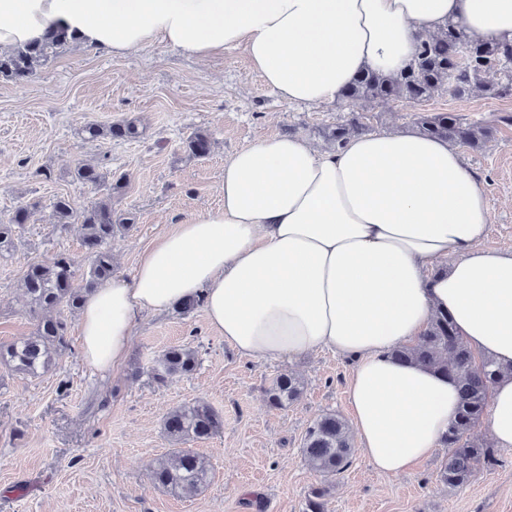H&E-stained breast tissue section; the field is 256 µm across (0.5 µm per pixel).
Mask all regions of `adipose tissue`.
<instances>
[{
    "mask_svg": "<svg viewBox=\"0 0 512 512\" xmlns=\"http://www.w3.org/2000/svg\"><path fill=\"white\" fill-rule=\"evenodd\" d=\"M449 21L512 39V0H0V49L55 29L115 56L158 41L200 61L239 48L282 100L319 106L362 70L396 74ZM222 193L153 243L132 278L86 298L89 366L123 364L142 312L203 295L210 327L242 357L347 358L361 451L391 476L436 451L458 403L452 381L394 348L440 309L475 352L512 366V251L484 247L488 202L447 142L394 131L324 150L264 138L225 160ZM488 429L512 448V376L492 388Z\"/></svg>",
    "mask_w": 512,
    "mask_h": 512,
    "instance_id": "ef3b65f1",
    "label": "adipose tissue"
}]
</instances>
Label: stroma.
<instances>
[{"label":"stroma","instance_id":"35a3bbf8","mask_svg":"<svg viewBox=\"0 0 512 512\" xmlns=\"http://www.w3.org/2000/svg\"><path fill=\"white\" fill-rule=\"evenodd\" d=\"M420 112H455L489 123L494 136L479 151L461 148L490 209L483 244L512 251V95L317 108L291 105L265 87L246 54L229 49L202 62L163 43L111 56L70 46L20 84L0 81V223L22 203H38L19 232L16 251L0 259V343L29 336L34 322L19 290L30 263L66 251L77 272L88 268L79 225L55 224L52 201L67 195L82 208L108 198L131 223L112 239L115 274L131 277L142 252L197 210L221 206L224 161L270 136L299 134L324 148L325 127L349 114L372 131H410ZM132 122V140H88L83 127ZM197 132L212 140L208 156L188 153ZM95 161L127 175L125 187L77 182L74 172ZM67 350L37 378L0 369V512H302L321 477L304 461L305 430L317 416L349 417L347 359L324 350L287 364L243 358L208 325L203 309L144 314L122 366L101 374L80 354V317L67 315ZM197 349L193 374L159 384L149 370L166 347ZM304 382L300 401L268 407L263 391L279 372ZM195 399L224 416V430L193 443L212 474L201 492L175 495L155 488L148 466L169 452L161 433L166 413ZM439 448L412 472H374L361 451L338 475L326 512H512V448L495 466L479 468L451 490L437 472Z\"/></svg>","mask_w":512,"mask_h":512}]
</instances>
